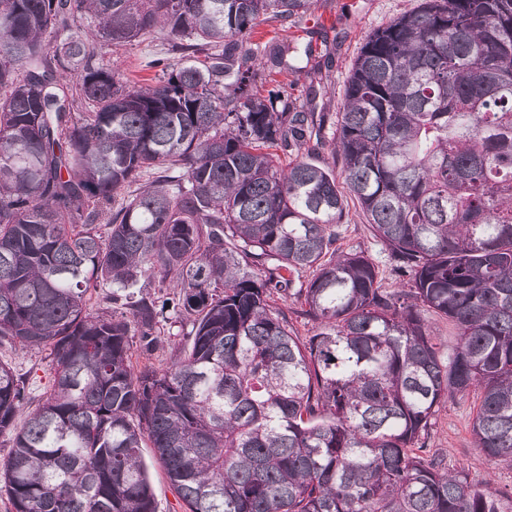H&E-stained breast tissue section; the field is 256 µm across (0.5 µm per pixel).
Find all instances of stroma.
Returning <instances> with one entry per match:
<instances>
[{
	"label": "stroma",
	"mask_w": 512,
	"mask_h": 512,
	"mask_svg": "<svg viewBox=\"0 0 512 512\" xmlns=\"http://www.w3.org/2000/svg\"><path fill=\"white\" fill-rule=\"evenodd\" d=\"M421 0H314L312 15L304 19V26H312L314 17L326 19L319 35L326 42L325 79L318 87L319 98L328 104L330 111H337L344 93L345 82L354 58L366 36L374 29L387 24L396 16L415 10ZM100 52L105 61L118 65L122 74L132 81L154 77L155 69L149 62L157 57H172L171 44L166 33L158 31L142 41L118 48L104 44ZM345 224L341 227L340 249H357L374 262L384 276L383 285L394 289L399 278L392 270V263L382 245L373 237L357 205H347ZM0 360L29 374L35 386H48L53 371L47 351L17 352L0 348ZM479 399L476 393L458 395L441 404L432 420L426 447L443 455L446 465L462 469L476 481H490L493 487L512 491V464L490 461L473 446L472 419ZM154 491L156 512H185V506L171 487L157 463L152 448L141 450Z\"/></svg>",
	"instance_id": "obj_1"
}]
</instances>
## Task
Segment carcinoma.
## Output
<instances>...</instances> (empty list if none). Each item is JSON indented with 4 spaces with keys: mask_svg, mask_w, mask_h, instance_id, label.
Here are the masks:
<instances>
[{
    "mask_svg": "<svg viewBox=\"0 0 512 512\" xmlns=\"http://www.w3.org/2000/svg\"><path fill=\"white\" fill-rule=\"evenodd\" d=\"M312 5L0 0V347L53 369L36 398L0 362L12 512H155L147 441L186 512H512L424 445L477 390L475 447L512 461V0L374 30L337 113L299 89ZM164 29L149 83L101 58ZM349 196L408 288L336 247ZM169 321L174 359L134 366Z\"/></svg>",
    "mask_w": 512,
    "mask_h": 512,
    "instance_id": "cac0c4a2",
    "label": "carcinoma"
}]
</instances>
